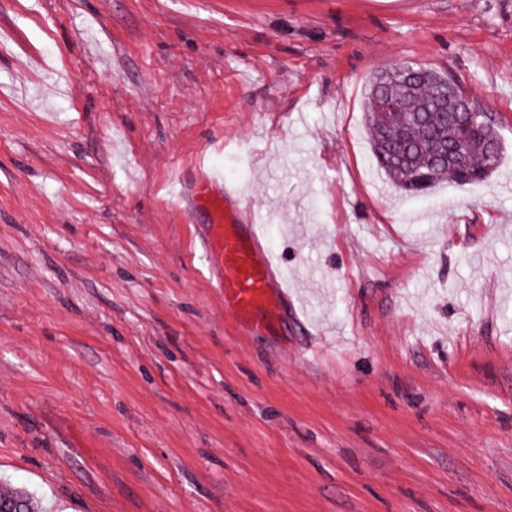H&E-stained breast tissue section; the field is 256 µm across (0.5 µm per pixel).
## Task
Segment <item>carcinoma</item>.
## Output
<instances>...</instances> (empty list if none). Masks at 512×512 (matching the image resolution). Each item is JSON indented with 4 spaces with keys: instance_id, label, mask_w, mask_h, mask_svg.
Instances as JSON below:
<instances>
[{
    "instance_id": "obj_1",
    "label": "carcinoma",
    "mask_w": 512,
    "mask_h": 512,
    "mask_svg": "<svg viewBox=\"0 0 512 512\" xmlns=\"http://www.w3.org/2000/svg\"><path fill=\"white\" fill-rule=\"evenodd\" d=\"M415 75L398 77L394 68L376 71L368 85L365 109L371 150L391 182L405 192L423 191L448 180V165L436 154V146L462 150L485 180L496 168L503 152L496 128L485 135L463 138L459 126L434 105L443 74L406 62ZM0 501L17 504L22 512H35L33 497L14 489L0 494Z\"/></svg>"
}]
</instances>
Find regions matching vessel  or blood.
<instances>
[{"label": "vessel or blood", "mask_w": 512, "mask_h": 512, "mask_svg": "<svg viewBox=\"0 0 512 512\" xmlns=\"http://www.w3.org/2000/svg\"><path fill=\"white\" fill-rule=\"evenodd\" d=\"M239 200L221 173L205 168L183 214L190 223L198 215L207 217L199 247L203 256L216 259L208 273L224 290L225 309L238 324L273 333L284 321L288 283L279 257L263 245L264 225L245 219Z\"/></svg>", "instance_id": "1"}]
</instances>
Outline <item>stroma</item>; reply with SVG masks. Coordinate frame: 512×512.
I'll use <instances>...</instances> for the list:
<instances>
[{
  "label": "stroma",
  "mask_w": 512,
  "mask_h": 512,
  "mask_svg": "<svg viewBox=\"0 0 512 512\" xmlns=\"http://www.w3.org/2000/svg\"><path fill=\"white\" fill-rule=\"evenodd\" d=\"M490 107L480 183L397 191L365 92ZM293 289L243 330L176 183ZM425 213L429 223H414ZM38 512H512V0H0V490Z\"/></svg>",
  "instance_id": "35a3bbf8"
}]
</instances>
